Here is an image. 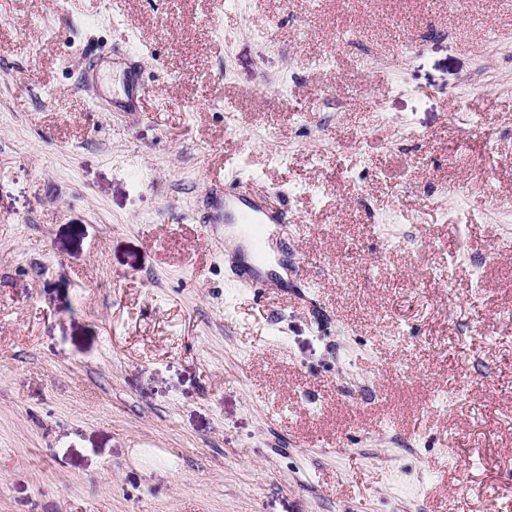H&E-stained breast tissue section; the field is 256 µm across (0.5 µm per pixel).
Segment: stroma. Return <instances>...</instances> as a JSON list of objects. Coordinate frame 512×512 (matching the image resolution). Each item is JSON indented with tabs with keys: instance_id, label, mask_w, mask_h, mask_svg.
I'll use <instances>...</instances> for the list:
<instances>
[{
	"instance_id": "35a3bbf8",
	"label": "stroma",
	"mask_w": 512,
	"mask_h": 512,
	"mask_svg": "<svg viewBox=\"0 0 512 512\" xmlns=\"http://www.w3.org/2000/svg\"><path fill=\"white\" fill-rule=\"evenodd\" d=\"M509 32L512 0H0V512H512ZM219 179L299 272L241 282ZM145 94V88L140 82L139 72L136 70L129 71L125 98L119 105L121 107V111L141 112ZM223 194L224 224H257L255 240L262 245L265 224H281V217L267 206V193H258L245 189L224 190V183L215 184Z\"/></svg>"
}]
</instances>
